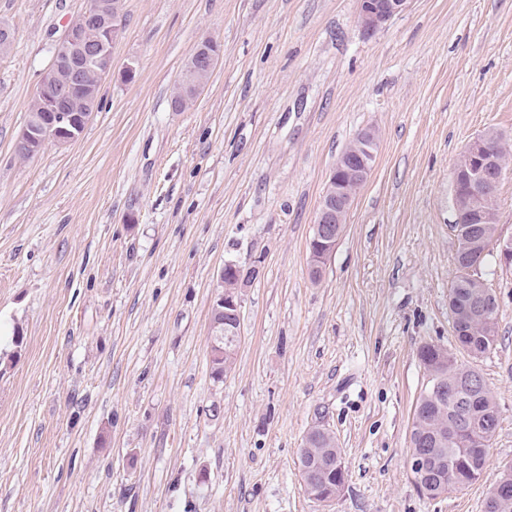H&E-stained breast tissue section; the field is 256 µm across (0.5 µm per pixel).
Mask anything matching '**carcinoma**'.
Returning <instances> with one entry per match:
<instances>
[{"label":"carcinoma","instance_id":"cac0c4a2","mask_svg":"<svg viewBox=\"0 0 512 512\" xmlns=\"http://www.w3.org/2000/svg\"><path fill=\"white\" fill-rule=\"evenodd\" d=\"M495 158L498 167L512 169V140L494 133ZM469 206L456 205L455 224L460 226L455 243L456 276L449 289V310L456 314L452 323L457 339L470 347L468 354L477 359L490 351L497 337V303L484 280L471 277L468 269L482 268L491 251L480 241L496 230L494 224H469ZM487 307V318L471 315L476 304ZM419 358L429 376V387L417 400L410 442L411 451L427 456L426 467L413 474L419 491L436 498L454 487L478 481L488 474L490 441L499 424L498 405L472 365L457 363L448 351L425 344ZM234 355L224 352L220 343L209 351L211 375L217 382L232 369ZM301 469L308 482L306 491L316 487L325 497L345 482L340 466L341 449L333 435L314 425L309 429ZM507 481L512 486V468L493 475L484 512H512V493L500 495L496 484Z\"/></svg>","mask_w":512,"mask_h":512}]
</instances>
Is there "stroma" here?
I'll list each match as a JSON object with an SVG mask.
<instances>
[{"label":"stroma","mask_w":512,"mask_h":512,"mask_svg":"<svg viewBox=\"0 0 512 512\" xmlns=\"http://www.w3.org/2000/svg\"><path fill=\"white\" fill-rule=\"evenodd\" d=\"M85 5L0 0L15 34L0 56V512H484L489 479L423 496L409 448L434 344L481 374L500 410L489 469L512 467V268H484V356L458 346L448 309L452 168L477 135L512 138V0H409L374 31L359 0H122L82 135L21 158L52 47ZM209 37L218 63L173 111ZM369 127L372 172L312 278L330 172ZM227 263L256 276L217 383ZM320 422L346 467L325 506L299 463ZM229 266H232V269L235 270L233 264H226L224 269L221 270L217 285V288L221 289L214 300L217 309L224 308V312L219 315V318L223 321H210L209 337L213 344H215V340L224 341L225 351L231 352L237 346L236 336L240 334V326L234 320H228L226 316L235 318L240 315V298L238 291H234L224 282L225 273L230 271ZM224 343H217L218 347H213L209 351L211 375L217 382H222L224 374L232 369L236 352L232 354L224 353Z\"/></svg>","instance_id":"stroma-1"}]
</instances>
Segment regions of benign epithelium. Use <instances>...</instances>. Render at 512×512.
I'll return each mask as SVG.
<instances>
[{
	"label": "benign epithelium",
	"instance_id": "7a95c632",
	"mask_svg": "<svg viewBox=\"0 0 512 512\" xmlns=\"http://www.w3.org/2000/svg\"><path fill=\"white\" fill-rule=\"evenodd\" d=\"M407 6L408 0H360L358 21L364 29L373 31L404 12ZM121 34L117 0H87L84 10L69 21L54 43L51 63L43 73L32 111L27 113L18 136L17 151L21 156L38 155L49 141L68 145L80 137L93 114L92 106L97 102L103 80L112 74V46ZM192 57L194 78L188 90L181 92L174 106L176 110L193 106L217 63L216 57L202 46L192 51ZM86 71L96 74L97 83L74 84L73 76ZM376 147L375 133L364 130L354 137L350 148L337 157L310 241L313 270L321 269L334 252L339 235L333 225L346 223L354 203L348 186L367 181ZM494 164L492 136L483 133L466 146L454 166V189L468 196L474 224L488 223V216L479 208V202L484 193L498 187L505 176ZM494 248L498 251L499 262L511 266L512 240H503L497 235ZM228 271L230 268L226 265L220 272V291L214 300L216 308L224 309L227 319L210 322L209 337L212 341L224 342L225 350L230 352L236 348L240 334V326L233 321L240 315V298L238 292L224 282Z\"/></svg>",
	"mask_w": 512,
	"mask_h": 512
}]
</instances>
